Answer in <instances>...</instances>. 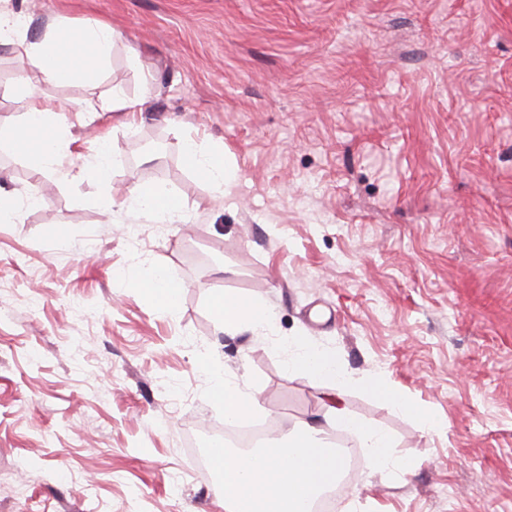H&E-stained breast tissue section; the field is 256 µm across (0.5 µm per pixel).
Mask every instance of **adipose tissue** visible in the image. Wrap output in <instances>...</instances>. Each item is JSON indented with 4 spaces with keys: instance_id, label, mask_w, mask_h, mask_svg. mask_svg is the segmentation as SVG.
Listing matches in <instances>:
<instances>
[{
    "instance_id": "ef3b65f1",
    "label": "adipose tissue",
    "mask_w": 512,
    "mask_h": 512,
    "mask_svg": "<svg viewBox=\"0 0 512 512\" xmlns=\"http://www.w3.org/2000/svg\"><path fill=\"white\" fill-rule=\"evenodd\" d=\"M31 20L23 13L0 8V44L21 48L28 76L12 90L22 117L19 122L0 126V141L10 143L38 172H53L64 178L91 177L100 181L110 177V148L98 142L85 163L75 164L72 137L65 128L60 107L43 98L40 81L67 83L78 78L101 74L108 66L117 31L108 23L88 18L72 25L53 18L39 36L30 34ZM37 134V146L28 143L29 134ZM186 167L216 196H227L240 175L237 165L224 155L222 145H205L186 138L182 146ZM149 217L159 224H185L191 219L186 205L159 184L142 186L122 202L101 199L103 212L114 205ZM122 287L142 290L155 307L163 312L177 308L181 286L161 268L147 278L125 279ZM212 316L225 332L249 330L258 336L272 333L273 314L265 303L255 298L213 290L210 297ZM287 370L309 380L329 383L327 410L322 421L305 422L288 436L271 438L260 447L238 451L215 448L210 461L220 474L219 487L224 496V512H310L313 500L327 488L338 485L344 453L330 448L323 433L324 424H339L355 432L373 471L395 469L407 472V462L391 453V440L380 428L363 424L348 415L341 406V390L353 382L333 352L297 337L289 341ZM211 381V396L224 407V416L238 419L258 408V401L248 387L226 379L221 370L204 363ZM370 396L381 399L399 410L419 416L427 427L439 424L438 418L396 391L386 375L377 374L355 380Z\"/></svg>"
}]
</instances>
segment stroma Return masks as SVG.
I'll list each match as a JSON object with an SVG mask.
<instances>
[{
    "label": "stroma",
    "instance_id": "1",
    "mask_svg": "<svg viewBox=\"0 0 512 512\" xmlns=\"http://www.w3.org/2000/svg\"><path fill=\"white\" fill-rule=\"evenodd\" d=\"M9 6L119 39L96 82L42 86L77 150L108 135L109 182L34 171L0 143V186L43 199L0 223V512H224L208 450L226 422L200 362L283 434L324 393L286 370L293 336L388 374L443 423L344 389L410 464L361 466L344 483L356 512H512V0ZM23 73L0 45V124L20 119ZM115 86L146 98L135 121L79 111ZM187 135L236 163L229 196L187 169ZM151 183L190 223L102 213ZM154 265L182 286L174 312L113 286ZM215 288L264 302L272 335L221 332Z\"/></svg>",
    "mask_w": 512,
    "mask_h": 512
}]
</instances>
